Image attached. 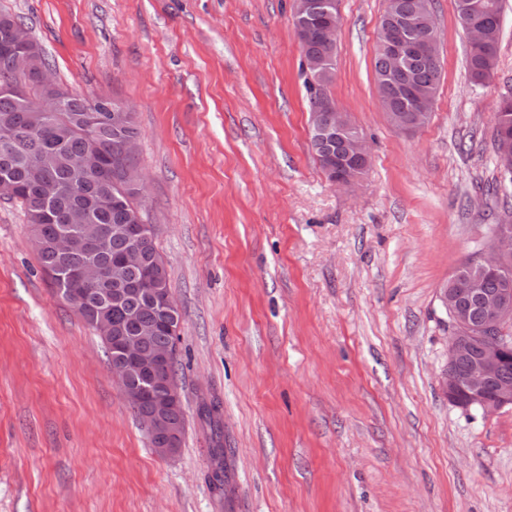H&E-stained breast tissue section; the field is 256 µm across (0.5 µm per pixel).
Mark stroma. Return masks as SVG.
<instances>
[{
    "mask_svg": "<svg viewBox=\"0 0 512 512\" xmlns=\"http://www.w3.org/2000/svg\"><path fill=\"white\" fill-rule=\"evenodd\" d=\"M384 8L338 0L330 93L372 153L344 190L310 148L292 0H0L58 82L136 116L186 418L156 454L0 198V512H512V407L444 396L438 299L506 217L490 133L512 0L481 85L453 0H435L442 78L414 132L378 103Z\"/></svg>",
    "mask_w": 512,
    "mask_h": 512,
    "instance_id": "35a3bbf8",
    "label": "stroma"
}]
</instances>
